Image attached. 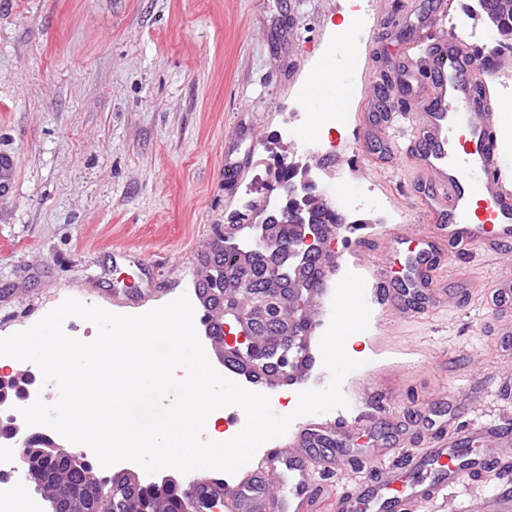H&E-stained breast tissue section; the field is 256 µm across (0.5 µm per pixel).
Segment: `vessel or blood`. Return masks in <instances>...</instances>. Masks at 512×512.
<instances>
[{
  "mask_svg": "<svg viewBox=\"0 0 512 512\" xmlns=\"http://www.w3.org/2000/svg\"><path fill=\"white\" fill-rule=\"evenodd\" d=\"M496 71L497 56L477 54L452 32L435 37L431 48L430 98L420 112L417 157L422 171L437 188L424 211L427 223L416 236L418 250L408 256L403 288L391 287L379 276L378 253L366 250L361 261L375 271V295L391 300L407 293L418 295L428 288L422 271L436 240L456 248L482 246L498 254L512 252V188L503 179L504 160L493 124L494 108L488 92L477 91L469 78L474 66ZM340 257H315L312 271L313 304L304 322L295 316L288 326L291 359L280 367L272 357L255 359L236 352H221L222 325L207 305L194 310V321L205 329L210 353L224 377L245 388L268 394L283 386L309 389L322 361L320 330L331 312V288ZM367 417H344L315 429H303L267 449L256 466L246 467L242 480L233 481L214 471L196 472L186 480V494L200 508L223 503L225 512H417L426 504L444 503L462 480L478 483L488 472L512 482V427L487 423L462 427L455 437L437 434L426 448L406 457L404 463L384 465L368 481L354 488L333 489L326 481L338 471L336 455L312 456V447L344 445L350 435L367 425ZM112 499L130 502L141 482L127 470H113L108 478Z\"/></svg>",
  "mask_w": 512,
  "mask_h": 512,
  "instance_id": "obj_1",
  "label": "vessel or blood"
}]
</instances>
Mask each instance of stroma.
Listing matches in <instances>:
<instances>
[{"label":"stroma","mask_w":512,"mask_h":512,"mask_svg":"<svg viewBox=\"0 0 512 512\" xmlns=\"http://www.w3.org/2000/svg\"><path fill=\"white\" fill-rule=\"evenodd\" d=\"M441 0H0V155L14 169L0 185V336L34 325L73 297L137 315L195 297L215 247L264 192L282 155L299 149L322 198L345 218L352 250L340 272L364 275L355 249L390 232L422 230L417 174L404 150L428 90L430 20ZM455 32L502 52L481 72L500 96L495 122L512 148V50L479 16L478 0H453ZM355 23L349 56L333 28ZM344 78L335 112H306L313 83ZM340 157L317 165L318 155ZM240 163L231 182L225 161ZM512 278V254L445 248L427 313L372 307L353 349L363 367L341 391L366 382L388 394V414L355 434L339 461L345 483L374 473L360 464L369 438L415 451L436 428L512 422V310L493 301ZM471 394L453 415L448 396ZM495 482L463 483L447 512H504Z\"/></svg>","instance_id":"stroma-1"}]
</instances>
